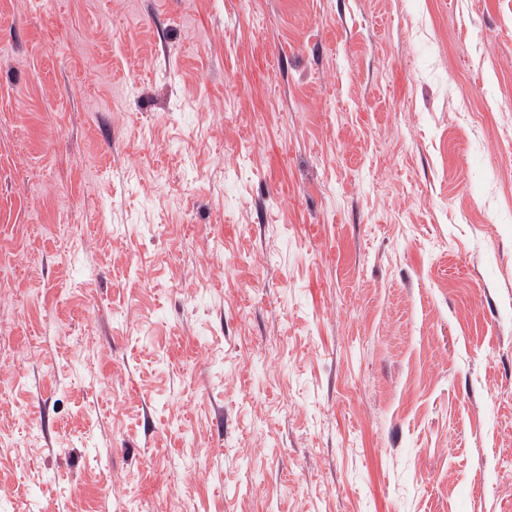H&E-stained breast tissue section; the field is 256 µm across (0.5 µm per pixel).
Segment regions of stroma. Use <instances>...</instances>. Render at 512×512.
I'll use <instances>...</instances> for the list:
<instances>
[{"instance_id": "35a3bbf8", "label": "stroma", "mask_w": 512, "mask_h": 512, "mask_svg": "<svg viewBox=\"0 0 512 512\" xmlns=\"http://www.w3.org/2000/svg\"><path fill=\"white\" fill-rule=\"evenodd\" d=\"M512 0H0V512H512Z\"/></svg>"}]
</instances>
